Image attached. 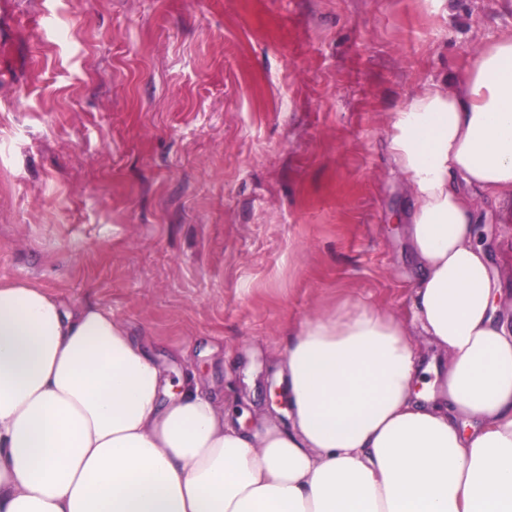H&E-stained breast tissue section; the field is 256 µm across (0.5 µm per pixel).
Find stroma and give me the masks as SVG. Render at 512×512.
Wrapping results in <instances>:
<instances>
[{"mask_svg": "<svg viewBox=\"0 0 512 512\" xmlns=\"http://www.w3.org/2000/svg\"><path fill=\"white\" fill-rule=\"evenodd\" d=\"M503 35L512 0H0V279L287 424L296 325L411 324L390 118ZM476 206L512 316V223Z\"/></svg>", "mask_w": 512, "mask_h": 512, "instance_id": "1", "label": "stroma"}]
</instances>
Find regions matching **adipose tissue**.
<instances>
[{"label":"adipose tissue","mask_w":512,"mask_h":512,"mask_svg":"<svg viewBox=\"0 0 512 512\" xmlns=\"http://www.w3.org/2000/svg\"><path fill=\"white\" fill-rule=\"evenodd\" d=\"M413 322L354 305L294 328L289 429L245 432L110 310L0 280V512H512V320L475 198L512 223V36L390 119Z\"/></svg>","instance_id":"obj_1"}]
</instances>
